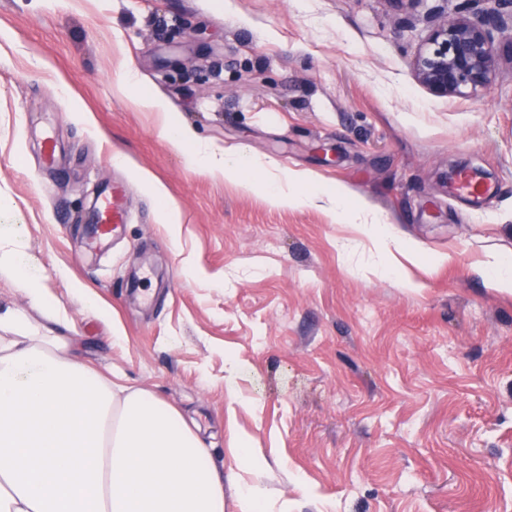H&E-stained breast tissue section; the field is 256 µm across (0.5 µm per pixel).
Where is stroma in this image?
<instances>
[{
  "instance_id": "35a3bbf8",
  "label": "stroma",
  "mask_w": 512,
  "mask_h": 512,
  "mask_svg": "<svg viewBox=\"0 0 512 512\" xmlns=\"http://www.w3.org/2000/svg\"><path fill=\"white\" fill-rule=\"evenodd\" d=\"M457 4L0 0V238L92 366L183 413L224 464V512L246 486L265 512H512V293L479 271L512 257V36L475 98L411 68ZM197 148L306 174L304 203L271 205L259 172L244 188ZM460 163L482 196L449 185ZM119 179L130 222L89 251ZM339 189L419 244L397 275L334 216ZM245 439L261 468L239 467Z\"/></svg>"
}]
</instances>
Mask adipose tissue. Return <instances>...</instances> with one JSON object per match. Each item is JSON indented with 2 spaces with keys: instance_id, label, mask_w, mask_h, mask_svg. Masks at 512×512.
I'll use <instances>...</instances> for the list:
<instances>
[{
  "instance_id": "ef3b65f1",
  "label": "adipose tissue",
  "mask_w": 512,
  "mask_h": 512,
  "mask_svg": "<svg viewBox=\"0 0 512 512\" xmlns=\"http://www.w3.org/2000/svg\"><path fill=\"white\" fill-rule=\"evenodd\" d=\"M24 279L26 309L0 311V512H224V472L179 410L105 379L63 324L18 248L0 274Z\"/></svg>"
}]
</instances>
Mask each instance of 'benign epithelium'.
Returning <instances> with one entry per match:
<instances>
[{
  "mask_svg": "<svg viewBox=\"0 0 512 512\" xmlns=\"http://www.w3.org/2000/svg\"><path fill=\"white\" fill-rule=\"evenodd\" d=\"M512 32V0H461L456 15L432 27L413 61L420 84L442 96H478L496 71V35Z\"/></svg>",
  "mask_w": 512,
  "mask_h": 512,
  "instance_id": "benign-epithelium-1",
  "label": "benign epithelium"
}]
</instances>
